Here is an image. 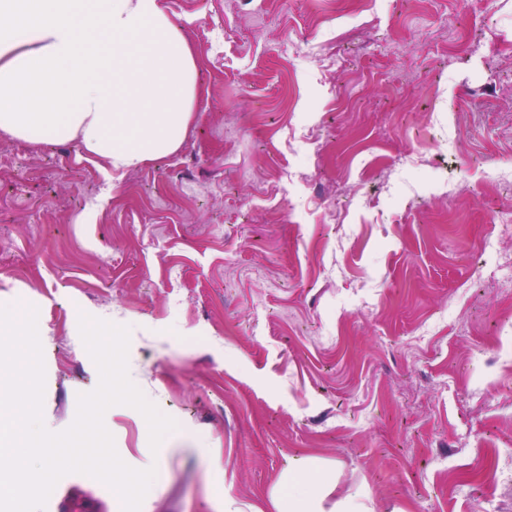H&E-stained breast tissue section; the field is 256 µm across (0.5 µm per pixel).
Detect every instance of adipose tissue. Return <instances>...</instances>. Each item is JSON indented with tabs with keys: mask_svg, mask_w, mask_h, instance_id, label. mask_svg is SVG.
<instances>
[{
	"mask_svg": "<svg viewBox=\"0 0 512 512\" xmlns=\"http://www.w3.org/2000/svg\"><path fill=\"white\" fill-rule=\"evenodd\" d=\"M195 61L161 0H0V134L79 140L121 175L173 153L195 105ZM315 461L289 465L275 512H370Z\"/></svg>",
	"mask_w": 512,
	"mask_h": 512,
	"instance_id": "adipose-tissue-1",
	"label": "adipose tissue"
}]
</instances>
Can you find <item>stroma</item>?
I'll list each match as a JSON object with an SVG mask.
<instances>
[{
    "mask_svg": "<svg viewBox=\"0 0 512 512\" xmlns=\"http://www.w3.org/2000/svg\"><path fill=\"white\" fill-rule=\"evenodd\" d=\"M163 4L197 71L177 151L112 182L78 141L0 136V303L38 310L46 427L96 388L79 316L108 314L177 423L154 451L138 410L104 415L126 464H157L140 512H274L294 458L371 512H512V300L481 254L512 225L486 179L512 168V0ZM434 133L453 148L402 163ZM57 488L45 512H119L90 476Z\"/></svg>",
    "mask_w": 512,
    "mask_h": 512,
    "instance_id": "1",
    "label": "stroma"
}]
</instances>
